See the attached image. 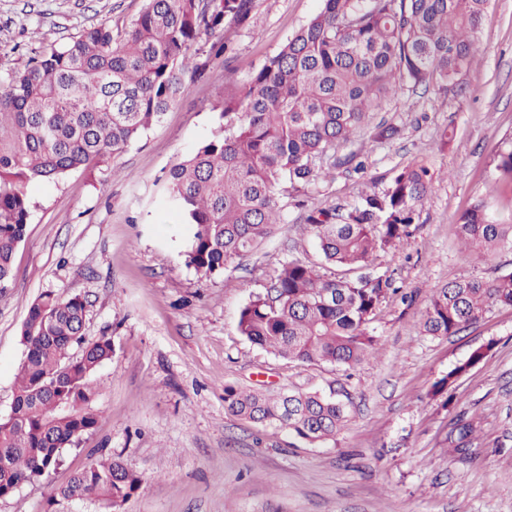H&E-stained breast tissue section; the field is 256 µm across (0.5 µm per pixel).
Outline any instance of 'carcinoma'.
Returning a JSON list of instances; mask_svg holds the SVG:
<instances>
[{
	"instance_id": "1",
	"label": "carcinoma",
	"mask_w": 512,
	"mask_h": 512,
	"mask_svg": "<svg viewBox=\"0 0 512 512\" xmlns=\"http://www.w3.org/2000/svg\"><path fill=\"white\" fill-rule=\"evenodd\" d=\"M490 0H323V8L248 80L224 97L221 133L174 165L167 205L191 226L187 266L202 278L253 252L281 223L283 198L331 172L315 161L350 141L370 112L406 90L458 84L489 21ZM255 0H144L124 28L100 24L51 45L0 87V292L14 280V254L30 217V187L93 168L158 124L195 72L202 34L244 25ZM512 179V136L496 166ZM432 189L428 170L398 172L382 192L349 209L317 210L306 223L325 264L354 276L329 277L297 260L284 263L265 293L241 308L237 330L251 344L300 363L352 367L376 345V310L396 292L371 271L379 251H397ZM460 240L489 255L512 250V224L479 200L458 222ZM497 306L512 307V271L464 278L430 297L427 336L455 335ZM86 301L52 292L28 308L26 355L10 414L0 418V498L49 478L60 452L97 423L92 378L112 357V339L84 338ZM79 348L77 355L73 348ZM50 383L47 396L42 386ZM225 411L317 445L346 422V405L312 392L271 393L224 386ZM467 423L456 449L476 439ZM140 484L116 458L73 472L48 497V512L80 501L120 507Z\"/></svg>"
}]
</instances>
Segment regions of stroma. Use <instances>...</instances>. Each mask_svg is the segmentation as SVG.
<instances>
[{
  "label": "stroma",
  "mask_w": 512,
  "mask_h": 512,
  "mask_svg": "<svg viewBox=\"0 0 512 512\" xmlns=\"http://www.w3.org/2000/svg\"><path fill=\"white\" fill-rule=\"evenodd\" d=\"M143 4L0 0V81L48 45L99 24L128 25ZM322 7L256 0L248 23L229 34L231 60L211 53V37L199 40L200 69L159 124L108 163L32 186L14 281L0 294V417L11 411L25 358L21 326L41 294L85 297L86 341L111 337L114 352L94 375L95 428L63 449L50 479L0 499V512H46L52 486L108 455L141 477L118 512H512V307L493 308L454 336L420 328L435 288L512 270V251L483 255L461 243L456 227L479 199L512 223V185L495 169L512 134V0H492L459 87L385 100L320 161L332 168L357 153L364 172L333 169L290 198L273 234L222 272L204 279L185 263L188 227L164 204L170 168L219 133L225 93ZM390 124L399 135L380 137ZM415 163L429 167L433 189L408 243L374 260L396 287L370 324L374 355L349 370L307 365L239 335L241 308L285 262L321 265L305 226L311 211L351 206ZM479 348L485 357L470 363ZM445 377L447 389L434 393ZM228 385L344 398L350 418L336 440L307 445L229 415ZM470 419L478 442L449 451V432Z\"/></svg>",
  "instance_id": "stroma-1"
}]
</instances>
